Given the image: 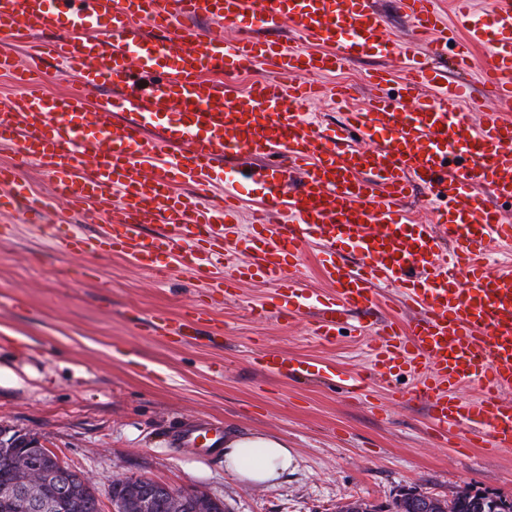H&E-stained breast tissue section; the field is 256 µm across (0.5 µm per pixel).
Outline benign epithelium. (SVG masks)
Segmentation results:
<instances>
[{"label": "benign epithelium", "mask_w": 512, "mask_h": 512, "mask_svg": "<svg viewBox=\"0 0 512 512\" xmlns=\"http://www.w3.org/2000/svg\"><path fill=\"white\" fill-rule=\"evenodd\" d=\"M1 448H21L16 463L24 472L22 480L0 486V500L18 505L20 512H68L72 482L86 486L93 480L83 474L70 473L61 460H48V448L25 434L7 435L0 430ZM56 487L54 497L45 498L33 486ZM221 512V501L213 496L188 498L176 488L138 476L112 478V512Z\"/></svg>", "instance_id": "benign-epithelium-1"}]
</instances>
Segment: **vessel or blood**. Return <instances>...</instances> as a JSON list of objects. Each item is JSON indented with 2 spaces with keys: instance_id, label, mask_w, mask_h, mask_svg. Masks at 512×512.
<instances>
[{
  "instance_id": "b4317fda",
  "label": "vessel or blood",
  "mask_w": 512,
  "mask_h": 512,
  "mask_svg": "<svg viewBox=\"0 0 512 512\" xmlns=\"http://www.w3.org/2000/svg\"><path fill=\"white\" fill-rule=\"evenodd\" d=\"M455 3L468 23L462 36L442 21L438 0H398L434 57L450 55L458 70H477L481 99L496 109L476 125L469 113L479 99L462 86L425 94L437 75L414 46L391 37L377 0H0V69L24 87L9 118L0 117V143L16 148L14 164L0 168V211L48 206L50 198L33 194L24 178L33 165L43 168L52 198L74 207L111 209L120 190L119 216L97 235L73 224L56 232L62 252L125 255L158 278L179 267L227 297L239 282L260 278L277 286L280 302L255 307L254 316H311L324 341L349 313L377 303L381 287L400 285L414 314L405 324L381 322L370 374L348 376L350 394L363 398L371 379L407 369L417 375L436 440L465 435L511 450L512 266L487 255L494 244H512V221L499 209L512 203V0H491L487 22L471 12L470 0ZM208 16L220 24L185 26ZM285 19L306 49L263 39ZM228 27L239 39L225 38ZM19 44L28 47L23 67L13 55ZM479 48L488 52L481 65ZM370 55L401 60L407 77L400 90L411 110L397 112L382 70L370 77L378 95L333 129L302 112V103L322 96L305 83L264 81L242 95L210 78L217 69L260 65L328 74ZM48 61L76 74L85 91L110 89L102 110L90 111L83 94L41 90ZM146 77L151 85L139 86ZM242 156L264 164L243 169L236 164ZM247 180L262 185L265 211L237 239L249 261L228 268L235 203ZM177 181L191 193H174ZM417 184L439 202L426 224L405 207ZM270 211L284 212V222L268 224ZM313 243L335 287L324 297L304 294L288 277ZM346 248L358 253L356 265L345 262ZM204 322L200 315L156 323L151 333L190 343ZM256 363L274 376L311 372L271 350ZM466 387L477 398H462ZM213 429L207 421L189 425L178 436L181 448L217 458Z\"/></svg>"
}]
</instances>
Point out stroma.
Returning <instances> with one entry per match:
<instances>
[{"instance_id":"stroma-1","label":"stroma","mask_w":512,"mask_h":512,"mask_svg":"<svg viewBox=\"0 0 512 512\" xmlns=\"http://www.w3.org/2000/svg\"><path fill=\"white\" fill-rule=\"evenodd\" d=\"M378 68L397 82L405 76L397 61L367 57L313 81L351 86L361 102ZM108 222L93 204L74 213L60 202L36 223L20 210L0 215L11 227L0 237V428L39 438L90 474L102 512H112L106 494L118 474L208 491L226 512H336L348 501L386 506L411 491L448 498L464 487L512 498V450L433 443L415 379L377 381L364 403L316 378L263 374L253 362L268 349L367 371V335L386 307L348 317L328 344L311 319L252 316L275 288L248 280L235 296L215 298L204 343L173 346L146 324L182 317L204 297L188 271L160 281L125 256L65 255L53 246V226L93 235ZM358 322L367 335L352 332ZM200 417L228 433L285 440L291 466L260 485L229 473L223 459L185 454L173 435Z\"/></svg>"}]
</instances>
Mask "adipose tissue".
I'll return each instance as SVG.
<instances>
[{
	"instance_id": "ef3b65f1",
	"label": "adipose tissue",
	"mask_w": 512,
	"mask_h": 512,
	"mask_svg": "<svg viewBox=\"0 0 512 512\" xmlns=\"http://www.w3.org/2000/svg\"><path fill=\"white\" fill-rule=\"evenodd\" d=\"M224 446L225 467L256 484L276 479L292 461L287 443L272 435L231 433L225 436Z\"/></svg>"
}]
</instances>
